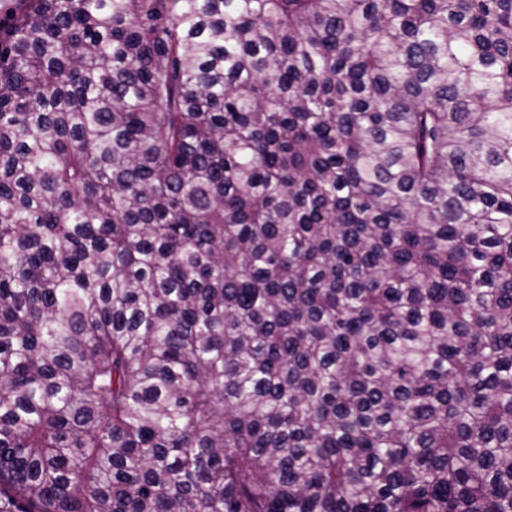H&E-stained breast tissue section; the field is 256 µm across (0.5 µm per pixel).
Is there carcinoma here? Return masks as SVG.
Instances as JSON below:
<instances>
[{"instance_id": "cac0c4a2", "label": "carcinoma", "mask_w": 512, "mask_h": 512, "mask_svg": "<svg viewBox=\"0 0 512 512\" xmlns=\"http://www.w3.org/2000/svg\"><path fill=\"white\" fill-rule=\"evenodd\" d=\"M0 512H512V0H5Z\"/></svg>"}]
</instances>
